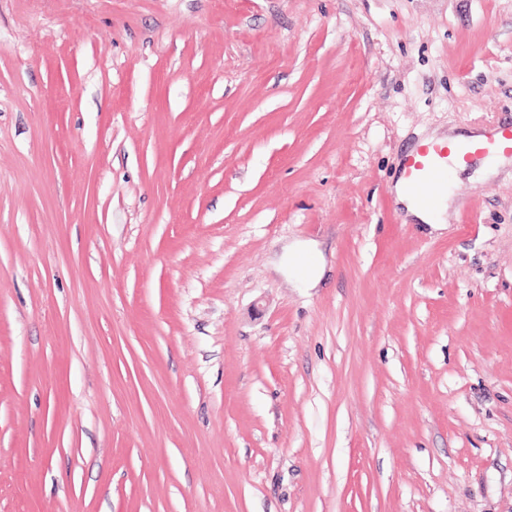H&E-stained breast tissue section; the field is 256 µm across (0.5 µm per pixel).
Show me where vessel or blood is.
<instances>
[{
    "mask_svg": "<svg viewBox=\"0 0 512 512\" xmlns=\"http://www.w3.org/2000/svg\"><path fill=\"white\" fill-rule=\"evenodd\" d=\"M512 153V124L490 132L486 139L448 146L437 142L417 144L404 159V179L409 192L424 205H435L448 182V163H470L478 157Z\"/></svg>",
    "mask_w": 512,
    "mask_h": 512,
    "instance_id": "vessel-or-blood-1",
    "label": "vessel or blood"
}]
</instances>
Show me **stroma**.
Returning a JSON list of instances; mask_svg holds the SVG:
<instances>
[{
    "mask_svg": "<svg viewBox=\"0 0 512 512\" xmlns=\"http://www.w3.org/2000/svg\"><path fill=\"white\" fill-rule=\"evenodd\" d=\"M509 123L512 0H0V512H512ZM438 139L455 140L458 143L450 148L448 144L437 142L418 143L404 159V182L399 178L394 185V193L398 202L405 208L409 219L418 224H429L433 228L445 224V214L449 217L451 205L450 192H440L447 187L448 159L451 157L458 164L468 165L477 157L493 156L498 153H512V124L499 127L485 135L472 133L469 136L448 134ZM485 139V140H482ZM481 140V141H478ZM409 192L415 195L424 205L422 206ZM440 194V195H439ZM303 259H308V264L301 267ZM288 260L304 288H315L318 285L324 274L326 260L315 245L296 243L288 246Z\"/></svg>",
    "mask_w": 512,
    "mask_h": 512,
    "instance_id": "35a3bbf8",
    "label": "stroma"
}]
</instances>
